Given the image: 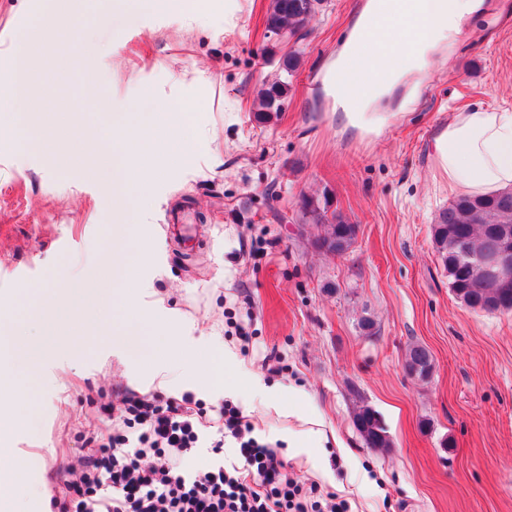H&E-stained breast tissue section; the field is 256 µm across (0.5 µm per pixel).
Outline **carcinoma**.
Wrapping results in <instances>:
<instances>
[{"label":"carcinoma","instance_id":"1","mask_svg":"<svg viewBox=\"0 0 512 512\" xmlns=\"http://www.w3.org/2000/svg\"><path fill=\"white\" fill-rule=\"evenodd\" d=\"M323 0H271L266 19L267 31L277 37L294 38L300 35L307 20L316 13ZM299 54L290 51L282 62L286 78L276 79L259 91L257 118L261 121L281 111L288 95V77L298 69ZM301 224H313L321 233L312 241L315 249L332 255L348 252L356 239L357 227L332 208L328 192L322 197L302 196L297 203ZM512 227V188L488 196L457 197L442 209L431 227L434 248L443 268L448 273V285L456 299L464 306L487 312L512 311V280L506 282L482 271L476 258L499 247L498 237L488 227ZM458 238L468 240L465 254L453 249ZM408 375L426 379L433 370L430 351L421 345L411 346L405 358ZM354 424L369 448L387 450L391 447L385 424L380 414L368 405L354 413Z\"/></svg>","mask_w":512,"mask_h":512}]
</instances>
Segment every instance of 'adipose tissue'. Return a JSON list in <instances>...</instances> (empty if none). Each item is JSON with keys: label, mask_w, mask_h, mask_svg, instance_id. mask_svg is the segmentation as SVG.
Returning a JSON list of instances; mask_svg holds the SVG:
<instances>
[{"label": "adipose tissue", "mask_w": 512, "mask_h": 512, "mask_svg": "<svg viewBox=\"0 0 512 512\" xmlns=\"http://www.w3.org/2000/svg\"><path fill=\"white\" fill-rule=\"evenodd\" d=\"M480 0H413L407 25L417 35L409 64L423 58L426 45L448 38L459 20L478 10ZM193 109L185 103L156 105L147 120L116 115L112 124L124 131L114 152L97 148L86 158L93 169L112 163V193L124 197L128 188L149 195L154 183L180 164L190 162L200 147L193 137ZM431 155L450 191L485 195L512 187V112L473 109L453 113L434 138Z\"/></svg>", "instance_id": "ef3b65f1"}]
</instances>
